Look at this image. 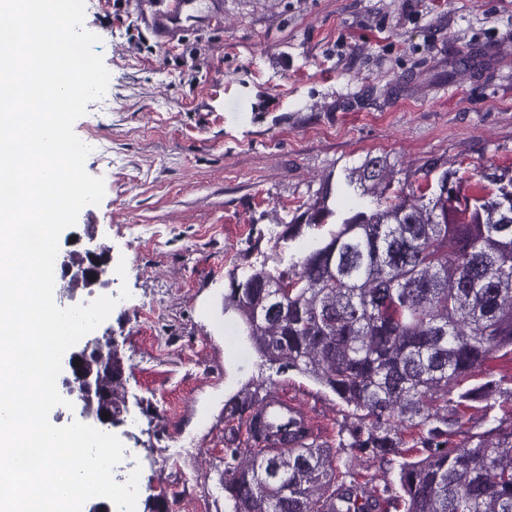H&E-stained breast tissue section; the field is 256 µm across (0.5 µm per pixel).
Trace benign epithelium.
Returning a JSON list of instances; mask_svg holds the SVG:
<instances>
[{
    "label": "benign epithelium",
    "mask_w": 512,
    "mask_h": 512,
    "mask_svg": "<svg viewBox=\"0 0 512 512\" xmlns=\"http://www.w3.org/2000/svg\"><path fill=\"white\" fill-rule=\"evenodd\" d=\"M106 264L105 251L87 250L83 254V260H78L70 253L63 257L61 267L63 276H71V281L81 282L86 287H94L101 284L103 267ZM107 367L104 358L98 356L94 344L88 343L83 348L70 353L66 360L68 376L64 380L65 388L69 395H77L82 402V414L101 426H110L115 423L113 417H103V412L93 409V400L103 395L99 389L96 369Z\"/></svg>",
    "instance_id": "1"
}]
</instances>
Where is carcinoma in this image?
Listing matches in <instances>:
<instances>
[{
    "label": "carcinoma",
    "mask_w": 512,
    "mask_h": 512,
    "mask_svg": "<svg viewBox=\"0 0 512 512\" xmlns=\"http://www.w3.org/2000/svg\"><path fill=\"white\" fill-rule=\"evenodd\" d=\"M438 191L400 189L387 161L367 158L345 168L336 190L376 199L335 227L331 182L304 224L313 243L298 260L274 271L251 268L233 281L224 311L237 313L261 364L311 377L350 407L339 447L351 452L335 482L336 455L314 446L304 424L265 423L256 404L250 449H224V489L234 512H512V410L484 432L485 420L512 403V374L472 384L477 369L500 358L512 363V170ZM427 453L401 464L400 489L358 480L350 464L362 453H404V430ZM279 437L299 445L268 453Z\"/></svg>",
    "instance_id": "1"
}]
</instances>
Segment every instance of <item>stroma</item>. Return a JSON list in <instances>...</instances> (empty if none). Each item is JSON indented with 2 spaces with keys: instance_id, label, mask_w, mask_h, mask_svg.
Returning a JSON list of instances; mask_svg holds the SVG:
<instances>
[{
  "instance_id": "stroma-1",
  "label": "stroma",
  "mask_w": 512,
  "mask_h": 512,
  "mask_svg": "<svg viewBox=\"0 0 512 512\" xmlns=\"http://www.w3.org/2000/svg\"><path fill=\"white\" fill-rule=\"evenodd\" d=\"M84 27L112 81L73 130L97 144L85 169L105 195L58 253H107L117 303L86 339L119 359L110 432L141 468L136 512H233L224 450L245 419L226 405L242 387L286 386L330 450L348 408L259 369L224 310L232 278L304 250L287 224L365 158L433 185L511 169L512 0H196L171 34L148 0H85Z\"/></svg>"
}]
</instances>
